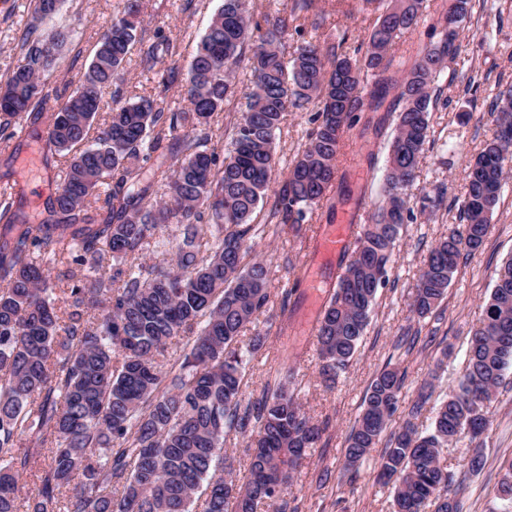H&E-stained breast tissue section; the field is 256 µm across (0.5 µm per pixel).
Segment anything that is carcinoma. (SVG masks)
Here are the masks:
<instances>
[{"mask_svg": "<svg viewBox=\"0 0 512 512\" xmlns=\"http://www.w3.org/2000/svg\"><path fill=\"white\" fill-rule=\"evenodd\" d=\"M250 0H224L200 39L186 84L188 106L175 110L158 94L126 99L124 67L141 44L154 67L166 40L143 44L140 0H126L105 24L80 86L50 113L49 148L65 158L49 207V224H26L4 207L0 236V512H296L291 488L322 428L292 389L294 375L255 402L243 403L246 360L267 336L245 333L269 312L271 266L244 263L256 235L253 215L273 199L279 224H299L329 199L337 160L358 112H384L372 124L387 141L381 199L362 224L337 276L315 336L320 383L330 389L349 366L378 290L388 281L396 240L413 220L411 189L439 99L435 81L460 49L474 0H451L438 38L399 71L390 49L416 29L426 0H363L374 17L368 41L348 51L345 39L322 46L304 40L285 52L288 29L308 20L312 0H293L258 20ZM61 0H32L29 29H39ZM73 39L49 30L22 44L25 63L0 90V131L39 118L51 96L43 76ZM251 90L229 122L224 161L207 148L208 130L236 97L241 62ZM398 90L387 101L391 90ZM112 92V107L95 126ZM314 105L313 127L271 191L277 131L285 113ZM495 128L468 161L460 224L423 260L412 302L419 318L437 313L462 260L478 251L506 184L512 154V89L496 95ZM171 155L170 180L141 182L144 164ZM212 241L200 242L202 223ZM168 224L178 235L165 238ZM160 257L146 266L145 250ZM120 261L112 273L106 257ZM69 290L58 311L51 268ZM174 372L164 386L163 368ZM512 368V256L473 325L464 373L430 427L415 419L445 371L433 362L408 418L390 434L379 478L391 485L393 512H463L466 481L485 466L478 448L455 471L444 449L481 439L488 408ZM403 376L384 369L372 381L352 426L343 469L352 475L391 426ZM247 435L253 453L245 482L214 472L224 436ZM34 491L20 498V479ZM512 500V458L494 489Z\"/></svg>", "mask_w": 512, "mask_h": 512, "instance_id": "1", "label": "carcinoma"}]
</instances>
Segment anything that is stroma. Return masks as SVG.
Masks as SVG:
<instances>
[{
    "label": "stroma",
    "mask_w": 512,
    "mask_h": 512,
    "mask_svg": "<svg viewBox=\"0 0 512 512\" xmlns=\"http://www.w3.org/2000/svg\"><path fill=\"white\" fill-rule=\"evenodd\" d=\"M447 0H427V10L417 29L402 35L392 51L402 65H409L428 41L427 33ZM144 37L172 43L171 54L161 56L153 68L140 62L132 51L125 64V97L153 93L163 72L175 70L186 75L201 37L206 32L222 0H142ZM125 0H64L53 18L55 28L75 30L46 82L52 94L67 100L78 87L88 67L102 26L122 11ZM316 9L330 11L328 26L304 35L288 33L287 44L299 38L334 42L346 37L349 45H361L371 30L372 18L360 9V0H315ZM30 0H0V83L23 63L22 39L28 30ZM440 105L431 115V136L414 193L417 213L396 243L389 281L379 289L370 323L349 368L334 389L317 382V356L312 339L301 336L299 320L304 304L302 269L311 255V246L320 225L329 223L348 208L356 192H364L367 204L381 195L387 150L369 146L358 130H351L338 158V179L343 194L334 195L328 205L316 210L300 228L277 225L268 207H260L254 222L260 232L251 241L250 256L272 262L269 320L261 324L267 332V348L245 367L243 398L261 399L266 386L276 385L286 366H293L300 385L299 400L315 422L326 431L312 449L294 490L298 512H392L388 487L376 480L381 452L373 450L360 465L355 478L344 476L341 462L347 435L358 416L367 388L384 368L403 374L397 418H404L416 398L427 367L452 346L448 368L437 382L431 400L439 402L454 388L464 367L468 332L482 312L494 285L501 262L512 256V179L503 187L500 202L491 220L483 246L461 262L448 288L440 317L412 320L409 304L421 262L431 247L449 228L459 222L460 187L468 160L479 152L494 126L492 105L499 90L512 86V0H476L461 37L458 56L439 75ZM311 110L288 113L276 139V168L286 174L289 164L303 148L312 127ZM23 149L11 138L0 152V203L12 202L24 215L48 217L49 199L44 188L31 186L15 194L11 188L20 179L17 158ZM440 196L433 211H421L423 195ZM290 300H283L284 290ZM289 316H282L281 306ZM415 334L413 349L399 346L405 333ZM489 425L484 434L485 466L468 482L464 512H512V503L491 502L489 492L500 478L504 458L512 457V391L499 395L489 407Z\"/></svg>",
    "instance_id": "1"
}]
</instances>
